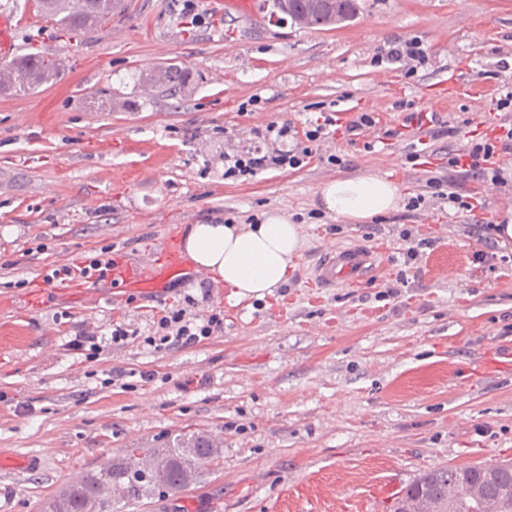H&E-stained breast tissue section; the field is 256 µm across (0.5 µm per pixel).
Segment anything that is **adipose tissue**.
<instances>
[{
    "instance_id": "1",
    "label": "adipose tissue",
    "mask_w": 512,
    "mask_h": 512,
    "mask_svg": "<svg viewBox=\"0 0 512 512\" xmlns=\"http://www.w3.org/2000/svg\"><path fill=\"white\" fill-rule=\"evenodd\" d=\"M323 208L362 224L398 209V186L372 172L339 176L319 191ZM192 264L231 288L232 296L261 298L288 283L302 247L300 225L279 214L258 224H192L183 240Z\"/></svg>"
}]
</instances>
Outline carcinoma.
I'll return each mask as SVG.
<instances>
[{
	"mask_svg": "<svg viewBox=\"0 0 512 512\" xmlns=\"http://www.w3.org/2000/svg\"><path fill=\"white\" fill-rule=\"evenodd\" d=\"M125 0H39L41 11L57 25L70 31L89 30L120 12ZM278 10L298 19L311 10L309 0H273ZM334 24L327 0H321L310 26ZM12 74L0 81V92L26 95L40 85L55 80L57 66L38 54H23L0 66ZM191 81L186 67L171 65L139 77L147 96H176ZM223 449L203 432H188L149 456L139 448L125 449L124 458L97 470L87 472L80 481L58 495L50 512H105L112 494L120 492L128 499H139L156 493L175 495L197 481L204 470L219 465ZM483 486V497L470 496L467 483ZM512 487V463H487L483 466H452L433 469L413 482L397 498L394 512H403L411 499H425L433 512H486L493 505L495 512H512V495L503 488Z\"/></svg>",
	"mask_w": 512,
	"mask_h": 512,
	"instance_id": "carcinoma-1",
	"label": "carcinoma"
}]
</instances>
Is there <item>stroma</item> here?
<instances>
[{
	"label": "stroma",
	"mask_w": 512,
	"mask_h": 512,
	"mask_svg": "<svg viewBox=\"0 0 512 512\" xmlns=\"http://www.w3.org/2000/svg\"><path fill=\"white\" fill-rule=\"evenodd\" d=\"M35 2L0 0L12 53L59 70L28 95L0 94V332L26 329L0 341V512H45L123 449L185 430L222 442L219 466L176 495L113 499L109 512H388L426 471L512 460V242L480 241L449 205L401 206L370 224L321 208V185L341 175L423 193L403 140L370 150L337 133L312 143L305 167L224 177L225 148L254 147V129L339 112L395 123L406 103L448 123L431 162L463 149L490 129L489 105L438 92L461 76L512 85V0H358L355 18L325 28L276 16L270 0H258L259 22L222 0H128L76 33ZM409 38L428 55L417 73L377 61ZM168 65L189 68V86L144 95L139 74ZM441 173L462 195L483 192L482 217L512 216V184L487 193L462 168ZM267 211L301 226L302 248L288 285L260 299H230L189 263L153 293L105 282L91 298L42 281L105 246L134 264L169 231ZM406 229L433 240L408 264ZM351 247L371 251L366 276L321 287L323 253ZM478 250L491 260L474 262ZM181 303L193 317L223 311V331L149 343L155 315ZM88 322L133 336L87 361L70 342ZM116 369L123 384L105 386Z\"/></svg>",
	"instance_id": "stroma-1"
}]
</instances>
